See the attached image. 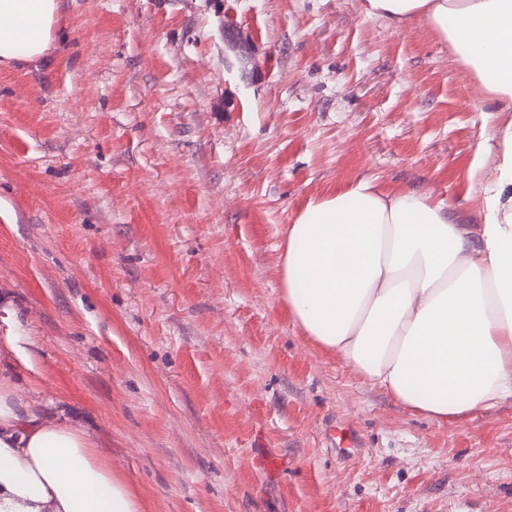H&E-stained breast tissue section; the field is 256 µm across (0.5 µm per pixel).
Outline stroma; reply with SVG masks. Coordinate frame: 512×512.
Masks as SVG:
<instances>
[{"label": "stroma", "instance_id": "1", "mask_svg": "<svg viewBox=\"0 0 512 512\" xmlns=\"http://www.w3.org/2000/svg\"><path fill=\"white\" fill-rule=\"evenodd\" d=\"M59 3L51 58L0 63V344L34 359L24 396L143 512H512L511 398L412 413L280 299L285 231L336 185L476 223L468 171L503 116L448 45L362 0Z\"/></svg>", "mask_w": 512, "mask_h": 512}]
</instances>
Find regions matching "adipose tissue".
I'll return each mask as SVG.
<instances>
[{"mask_svg": "<svg viewBox=\"0 0 512 512\" xmlns=\"http://www.w3.org/2000/svg\"><path fill=\"white\" fill-rule=\"evenodd\" d=\"M368 16L427 23L508 113L468 174L474 224L374 179L309 201L287 230L282 301L323 350L413 412L441 422L512 397V0H364ZM58 0H0V61L48 54ZM0 512H142L75 424L0 375Z\"/></svg>", "mask_w": 512, "mask_h": 512, "instance_id": "obj_1", "label": "adipose tissue"}]
</instances>
